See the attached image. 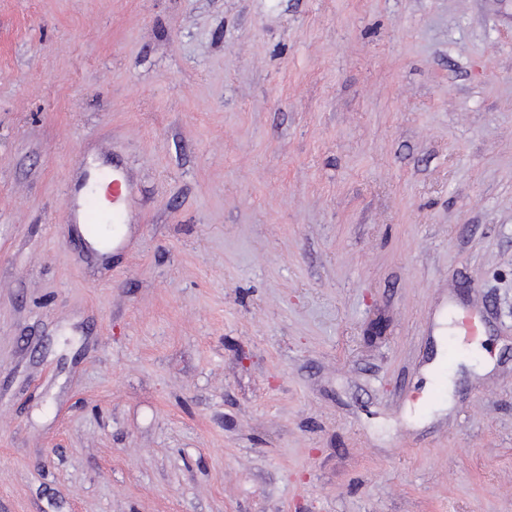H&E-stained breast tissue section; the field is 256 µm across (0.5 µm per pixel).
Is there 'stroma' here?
<instances>
[{
	"mask_svg": "<svg viewBox=\"0 0 512 512\" xmlns=\"http://www.w3.org/2000/svg\"><path fill=\"white\" fill-rule=\"evenodd\" d=\"M0 512H512V0H0ZM105 178L109 180L108 191L112 200V221L119 222V218L125 210L126 184L123 176L115 171H112V179L108 175H105Z\"/></svg>",
	"mask_w": 512,
	"mask_h": 512,
	"instance_id": "35a3bbf8",
	"label": "stroma"
}]
</instances>
